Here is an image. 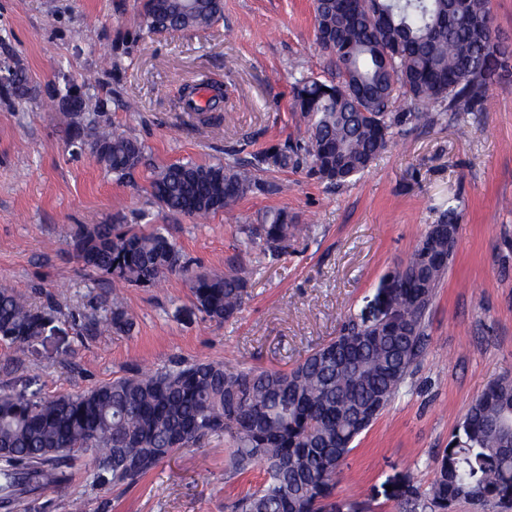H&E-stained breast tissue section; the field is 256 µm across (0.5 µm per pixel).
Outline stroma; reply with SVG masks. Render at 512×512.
Returning <instances> with one entry per match:
<instances>
[{"mask_svg":"<svg viewBox=\"0 0 512 512\" xmlns=\"http://www.w3.org/2000/svg\"><path fill=\"white\" fill-rule=\"evenodd\" d=\"M141 0H0V61L22 66L24 100L0 96V288L53 309L44 333L23 350L0 344V391L44 397L78 394L129 370L181 358L235 368L289 369L335 338L347 316L372 311L384 277L460 201L453 262L431 311L422 356L343 462L339 512H410L402 484L428 487L437 461L470 404L512 377V76L492 85L468 120L442 115L430 126L396 129L361 176L327 185L307 164L262 165L257 176L285 193L248 194L208 220L173 214L147 191L151 169L178 161L246 162L306 136L292 86L325 81L333 57L315 37L314 0H224L209 29L151 33L129 23ZM97 83L100 117L147 147L149 164L117 181L89 148L70 138L71 116L48 91ZM218 80L220 112H186L181 86ZM284 209L306 227L274 257L245 239L240 224ZM161 227L196 270L241 272L247 296L226 322L203 320L179 275L165 287L114 285L85 270L73 249L78 226ZM120 290L131 334L106 318ZM229 446L213 438L182 448L136 485L99 483L87 457L66 469L67 495L29 501L0 493V512H224L262 479L227 475Z\"/></svg>","mask_w":512,"mask_h":512,"instance_id":"stroma-1","label":"stroma"}]
</instances>
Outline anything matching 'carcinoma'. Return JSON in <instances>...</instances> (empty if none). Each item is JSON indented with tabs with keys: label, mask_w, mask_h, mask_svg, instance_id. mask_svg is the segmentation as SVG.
Masks as SVG:
<instances>
[{
	"label": "carcinoma",
	"mask_w": 512,
	"mask_h": 512,
	"mask_svg": "<svg viewBox=\"0 0 512 512\" xmlns=\"http://www.w3.org/2000/svg\"><path fill=\"white\" fill-rule=\"evenodd\" d=\"M223 0H144L136 25L152 32L202 30L223 14ZM320 46L335 58L336 81L302 78L295 109L307 139L273 159L286 169L303 159L310 173L336 185L367 170L407 124H426L453 112L480 111L493 82L512 74V55L493 28L488 0H314ZM0 90L16 100L31 93L15 69ZM71 133L88 145L106 172L121 181L146 160L145 145L115 126L72 113ZM257 165L175 162L151 172V196L172 213L205 219L234 207L259 186ZM240 232L278 256L303 233L286 210H274ZM74 251L83 267L133 286L159 287L181 272L203 318L223 322L241 310L246 281L237 272H189L181 252L158 228L128 224L79 226ZM448 243L424 235L400 265L402 278L388 321L365 327L349 317L339 337L351 347L326 358L331 340L289 370L230 369L220 362H176L134 371L80 394L42 398L0 393V477L19 494L65 491L61 464L90 457L97 480L133 484L179 448L222 437L234 475L254 469L264 481L228 504L230 512H327L336 494L333 462L381 415L422 355L426 323L453 262ZM51 308H34L17 292L0 289V342L20 351L41 335ZM117 333L133 322L117 301L109 318ZM384 405L373 408L375 396ZM512 378L489 386L470 405L455 435L484 461L471 480L448 449L429 488L409 484L420 512H455L458 505L512 512Z\"/></svg>",
	"instance_id": "1"
}]
</instances>
